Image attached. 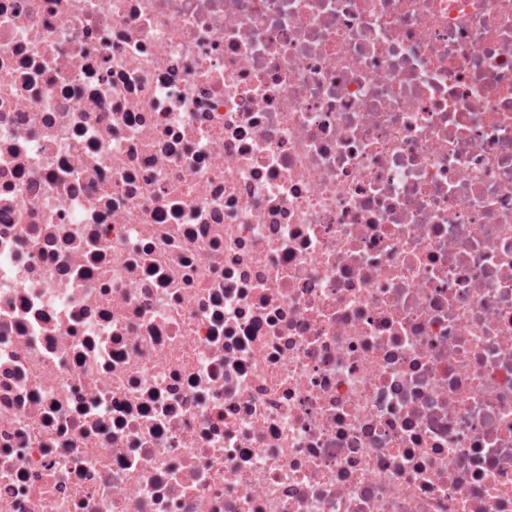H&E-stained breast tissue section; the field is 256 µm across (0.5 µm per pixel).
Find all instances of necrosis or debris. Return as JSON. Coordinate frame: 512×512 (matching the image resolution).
Listing matches in <instances>:
<instances>
[{"label": "necrosis or debris", "mask_w": 512, "mask_h": 512, "mask_svg": "<svg viewBox=\"0 0 512 512\" xmlns=\"http://www.w3.org/2000/svg\"><path fill=\"white\" fill-rule=\"evenodd\" d=\"M0 512H512V0H0Z\"/></svg>", "instance_id": "1"}]
</instances>
